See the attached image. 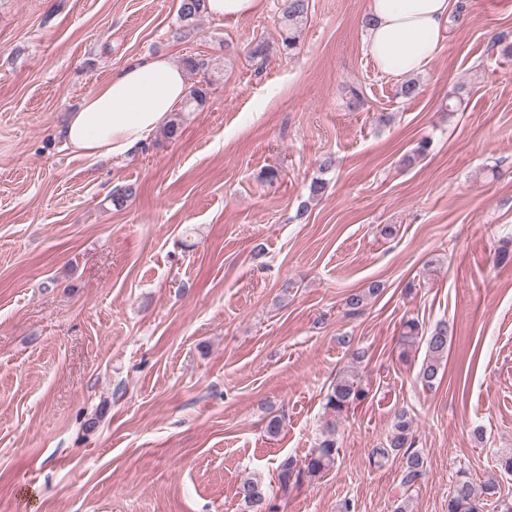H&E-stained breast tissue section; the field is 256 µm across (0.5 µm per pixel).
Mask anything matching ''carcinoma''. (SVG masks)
<instances>
[{
    "instance_id": "obj_1",
    "label": "carcinoma",
    "mask_w": 512,
    "mask_h": 512,
    "mask_svg": "<svg viewBox=\"0 0 512 512\" xmlns=\"http://www.w3.org/2000/svg\"><path fill=\"white\" fill-rule=\"evenodd\" d=\"M205 0H179L178 17L186 33L194 29L197 18L205 11ZM309 0H284L283 16L288 21V35L283 38L282 52L289 54L295 48L293 30L307 14ZM382 292L377 283L346 297V306L351 312L359 311L371 297ZM448 324L440 323L434 327L430 335L419 334L418 320L411 318L404 323L401 336L403 345L402 355H407L409 349L422 342L425 344L426 356L423 359L418 378L423 386L431 388L438 379L442 362L448 355ZM369 389L362 379L350 372L344 371L334 383L329 386L325 406L333 416H340L351 408L363 403ZM415 445L413 418L405 409L398 410L393 418L391 430L386 444L372 450L369 462L381 468L396 457H401L399 486L407 492L418 485L425 475L424 460L417 452L410 451ZM342 448L336 439V421H329L321 433V437L310 453L299 460L293 456L283 458L278 467V480L283 495L288 490L302 484L306 478L316 477L330 470L340 458ZM499 484L496 474L492 473L480 482L474 480L470 473L460 471L448 493V512H483L485 501L495 499L497 512H512V499L498 498ZM237 495L242 512H270L267 502L268 494L260 480L245 477L241 480Z\"/></svg>"
}]
</instances>
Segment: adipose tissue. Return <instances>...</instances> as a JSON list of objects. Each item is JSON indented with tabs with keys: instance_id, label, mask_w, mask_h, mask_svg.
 <instances>
[{
	"instance_id": "adipose-tissue-1",
	"label": "adipose tissue",
	"mask_w": 512,
	"mask_h": 512,
	"mask_svg": "<svg viewBox=\"0 0 512 512\" xmlns=\"http://www.w3.org/2000/svg\"><path fill=\"white\" fill-rule=\"evenodd\" d=\"M366 49L378 71L402 80L423 70L447 37L449 0H368ZM188 93L182 68L164 55L138 58L86 96L62 129L82 154L117 158L165 125Z\"/></svg>"
}]
</instances>
